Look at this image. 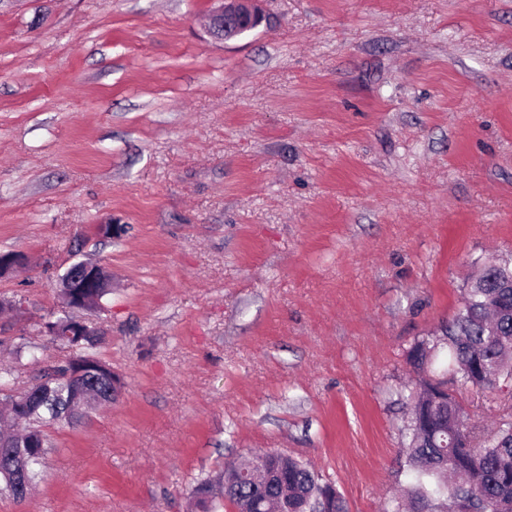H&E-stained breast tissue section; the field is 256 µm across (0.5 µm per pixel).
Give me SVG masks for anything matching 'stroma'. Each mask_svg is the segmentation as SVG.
I'll list each match as a JSON object with an SVG mask.
<instances>
[{
    "label": "stroma",
    "mask_w": 512,
    "mask_h": 512,
    "mask_svg": "<svg viewBox=\"0 0 512 512\" xmlns=\"http://www.w3.org/2000/svg\"><path fill=\"white\" fill-rule=\"evenodd\" d=\"M0 0V384L79 355L58 282L112 276V404L46 426L0 512H190L276 451L382 512L409 481L407 350L512 263V0ZM208 32L217 40H230L255 30L265 21V0H212ZM75 320L76 319L70 316H64L57 318L55 321H47L43 323V326H46L50 332H52L55 327L59 328L57 336H50L53 339V341H61L71 346H82L83 348L93 347L94 345H96L100 340L101 336H96L95 330L89 333L88 336L69 337L71 336V334L67 330L71 326L70 322H73Z\"/></svg>",
    "instance_id": "obj_1"
}]
</instances>
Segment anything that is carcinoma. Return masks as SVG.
I'll use <instances>...</instances> for the list:
<instances>
[{"instance_id": "cac0c4a2", "label": "carcinoma", "mask_w": 512, "mask_h": 512, "mask_svg": "<svg viewBox=\"0 0 512 512\" xmlns=\"http://www.w3.org/2000/svg\"><path fill=\"white\" fill-rule=\"evenodd\" d=\"M110 294L109 282L91 288H62L60 296L70 309H93ZM70 316L47 321L48 330L59 328L55 341L92 347L100 337L65 335ZM406 361L421 375L409 421L410 442L406 465L411 480L402 498L384 512H512V412L504 414L495 429L472 423L453 394L442 399L448 384L476 387L490 393L512 383V267L496 265L485 287L470 284L462 309L432 337L414 343ZM90 365L97 370L92 396L81 398L83 388L67 372ZM119 378L106 363L80 355L56 369L37 398H10L0 412V445L17 451L32 439L46 443L36 424L72 422L83 415L82 406L112 402ZM230 481L224 489L237 512H347L341 493L328 495L331 484L301 462L268 452L244 468L224 470Z\"/></svg>"}]
</instances>
